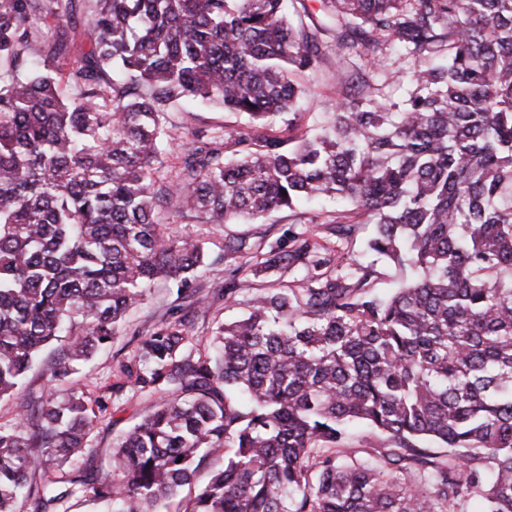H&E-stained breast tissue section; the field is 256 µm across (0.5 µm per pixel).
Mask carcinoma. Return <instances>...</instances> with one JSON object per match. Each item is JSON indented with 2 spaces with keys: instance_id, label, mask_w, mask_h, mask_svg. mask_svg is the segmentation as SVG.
I'll use <instances>...</instances> for the list:
<instances>
[{
  "instance_id": "obj_1",
  "label": "carcinoma",
  "mask_w": 512,
  "mask_h": 512,
  "mask_svg": "<svg viewBox=\"0 0 512 512\" xmlns=\"http://www.w3.org/2000/svg\"><path fill=\"white\" fill-rule=\"evenodd\" d=\"M321 3L326 20L307 0H0V398L64 336L51 375L68 379L156 281L180 301L119 363L112 401L167 398L112 473L89 446L106 396L50 392L0 428V512L80 495L111 512H512V0ZM331 42L336 98L310 128L303 77ZM396 56L409 67L387 70ZM178 104L241 122L175 156ZM321 199L335 208L310 223L336 238L373 225L389 288L296 228ZM171 204L206 224L293 217L266 248L224 238L215 292L252 294L204 352L185 308L205 304L209 263L164 231ZM270 270L291 280L244 277ZM357 426L379 447L348 451Z\"/></svg>"
}]
</instances>
